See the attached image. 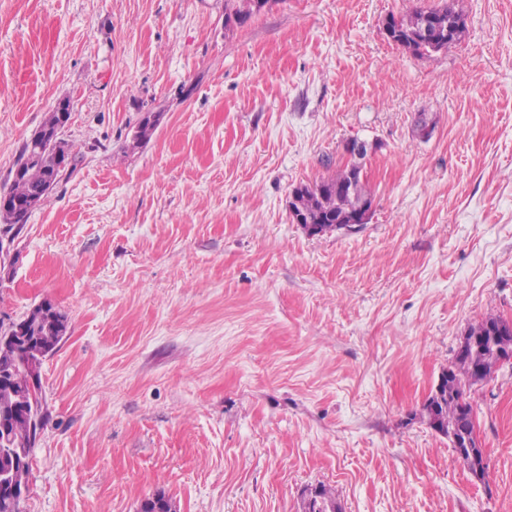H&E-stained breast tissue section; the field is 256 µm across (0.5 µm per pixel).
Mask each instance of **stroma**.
Instances as JSON below:
<instances>
[{
  "label": "stroma",
  "instance_id": "1",
  "mask_svg": "<svg viewBox=\"0 0 512 512\" xmlns=\"http://www.w3.org/2000/svg\"><path fill=\"white\" fill-rule=\"evenodd\" d=\"M441 2L0 0V190L63 99L78 152L0 275V322L68 316L24 512H302L322 485L512 512V365L466 391L484 480L419 418L467 329L512 322V0H449L465 32L427 56L387 38ZM355 139L369 219L307 235L290 194Z\"/></svg>",
  "mask_w": 512,
  "mask_h": 512
}]
</instances>
